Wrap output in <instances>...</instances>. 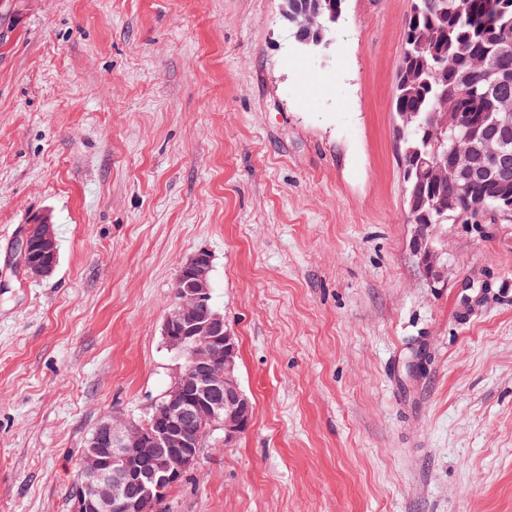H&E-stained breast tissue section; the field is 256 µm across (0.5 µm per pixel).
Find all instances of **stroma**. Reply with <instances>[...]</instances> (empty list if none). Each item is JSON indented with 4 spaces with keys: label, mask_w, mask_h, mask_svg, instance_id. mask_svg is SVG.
Listing matches in <instances>:
<instances>
[{
    "label": "stroma",
    "mask_w": 512,
    "mask_h": 512,
    "mask_svg": "<svg viewBox=\"0 0 512 512\" xmlns=\"http://www.w3.org/2000/svg\"><path fill=\"white\" fill-rule=\"evenodd\" d=\"M410 4L347 0L310 52L281 0H0V512H70L100 419L168 389L202 249L254 414L170 512H512V226L449 225L441 288L410 256ZM41 216L59 261L34 280ZM41 224L42 231V243H41V251L42 253H51L52 255H56L57 253V243L55 238V233L53 230L52 224H50L46 220H39L33 224V226L27 232L28 242L31 247V251L34 255L37 256V248L36 243L38 241L39 236V225ZM16 253L20 265L30 278L39 279L51 274L54 270V266L52 264L35 265L31 263L26 234L24 235V239L22 238L16 247Z\"/></svg>",
    "instance_id": "obj_1"
}]
</instances>
